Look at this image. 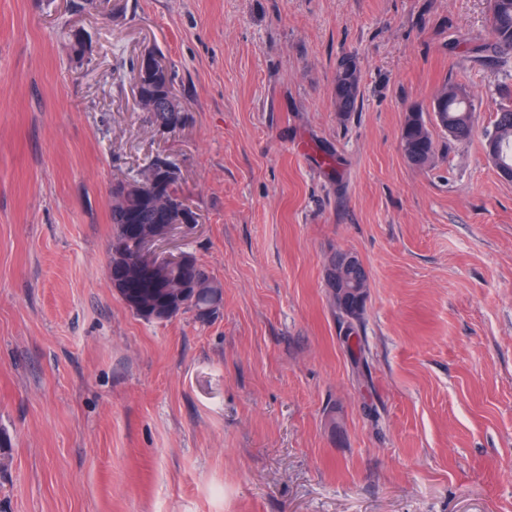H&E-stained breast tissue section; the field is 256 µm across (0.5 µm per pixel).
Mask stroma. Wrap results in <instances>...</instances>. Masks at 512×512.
<instances>
[{
    "mask_svg": "<svg viewBox=\"0 0 512 512\" xmlns=\"http://www.w3.org/2000/svg\"><path fill=\"white\" fill-rule=\"evenodd\" d=\"M489 11L0 0V512H512V181L483 153L512 55L476 53ZM147 49L175 127L136 102ZM447 83L469 141L433 119ZM158 156L197 216L162 249L219 285L207 318L150 322L112 288L109 191ZM341 251L368 276L358 356L326 280ZM142 64L143 70L147 71L148 73L155 74L156 76H164L168 77L170 73L169 80L162 79L160 83H145L144 84V91L154 96L155 94H158L159 92H165L168 90V83L173 85V74L170 71V67L168 62L165 60V58L160 55L157 52H154L152 50H145L142 52L138 58V61L135 63H132L130 67V74L133 77L134 74L139 71L141 74V68L139 67V64ZM350 57V56H346ZM342 57L336 66V73L334 77V96L336 100V104L339 105L341 112H356L358 109V99L360 96V79L359 84L352 88L350 91L348 88H345L343 84H341L344 80V75L341 73L339 69V65L346 58ZM443 87V89H446L443 94L445 96L448 94V97L442 102L444 110V112H442V118L446 123L448 134L457 141H466L470 139L473 134L472 108L468 100L467 90L464 86L459 84H451L448 86L447 83ZM453 96L458 99L468 98L461 101L448 99ZM417 123L425 124L422 113L412 112L408 114L401 130V140L411 144L415 152L423 155L431 154L433 156L435 154V142L430 136L420 138V133L416 132L415 129V124Z\"/></svg>",
    "mask_w": 512,
    "mask_h": 512,
    "instance_id": "stroma-1",
    "label": "stroma"
}]
</instances>
